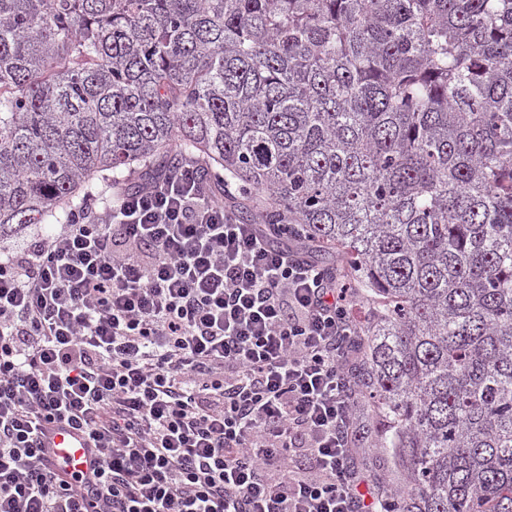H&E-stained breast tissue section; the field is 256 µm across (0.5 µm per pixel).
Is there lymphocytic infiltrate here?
<instances>
[{
    "instance_id": "1",
    "label": "lymphocytic infiltrate",
    "mask_w": 512,
    "mask_h": 512,
    "mask_svg": "<svg viewBox=\"0 0 512 512\" xmlns=\"http://www.w3.org/2000/svg\"><path fill=\"white\" fill-rule=\"evenodd\" d=\"M193 170L0 257V512H388L352 461L353 288ZM57 420L92 475L49 467Z\"/></svg>"
}]
</instances>
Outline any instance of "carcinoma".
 Instances as JSON below:
<instances>
[{
  "mask_svg": "<svg viewBox=\"0 0 512 512\" xmlns=\"http://www.w3.org/2000/svg\"><path fill=\"white\" fill-rule=\"evenodd\" d=\"M188 160L371 294L391 512H512V0H0V236Z\"/></svg>",
  "mask_w": 512,
  "mask_h": 512,
  "instance_id": "cac0c4a2",
  "label": "carcinoma"
}]
</instances>
